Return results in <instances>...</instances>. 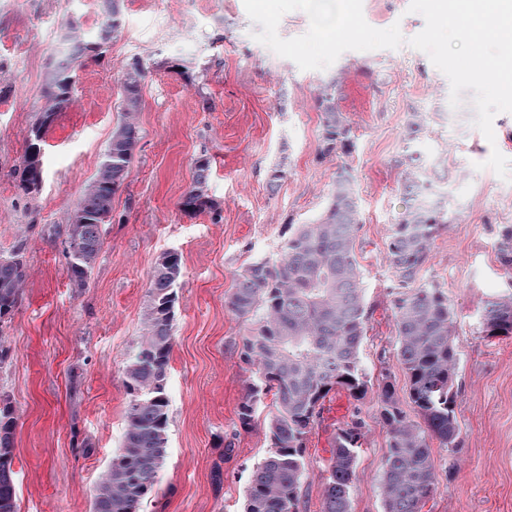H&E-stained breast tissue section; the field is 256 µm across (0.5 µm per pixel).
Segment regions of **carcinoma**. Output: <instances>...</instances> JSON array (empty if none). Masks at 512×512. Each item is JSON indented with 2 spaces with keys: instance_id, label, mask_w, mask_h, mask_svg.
<instances>
[{
  "instance_id": "carcinoma-1",
  "label": "carcinoma",
  "mask_w": 512,
  "mask_h": 512,
  "mask_svg": "<svg viewBox=\"0 0 512 512\" xmlns=\"http://www.w3.org/2000/svg\"><path fill=\"white\" fill-rule=\"evenodd\" d=\"M99 43L120 29V0H104ZM49 73L46 104L32 127L22 162L21 189L36 191L42 178L41 142L58 112L71 101L73 63L90 43L64 38ZM143 70L137 66L123 80L124 119L112 133L96 177L74 216L87 223L67 225V276L85 285L102 249L100 226L112 212V198L123 184L140 139L134 114L141 103ZM337 78L317 89L322 112L323 150L327 154L350 145L351 127L336 103ZM209 161L196 162L192 185L184 193V210L211 207L204 195ZM422 168L408 165L403 191L409 201L393 226L385 261L394 276V330L397 360L408 378L407 398L422 419H410L388 375L378 395L377 410L388 436V452L380 476L384 512H423L437 483L431 442L458 447L455 376L459 357L454 343V316L448 297L431 284L416 285L439 231L456 215L428 194ZM361 216L351 167H336L326 210L308 224L297 225L279 257L258 260L236 277L229 307L255 324L242 338L241 356L256 368L261 384L242 401L239 421L248 427L261 396L274 392L268 423L269 450L256 464L246 491L245 512H298L307 467L308 436L321 424L323 402L335 388L356 400L367 392L369 379L360 363L367 312L356 242ZM501 264L512 269V225L496 240ZM181 271L175 253L162 256L148 288L144 333L126 367L130 395L123 446L95 487L93 512H141L158 482L167 443L166 376L172 348L175 285ZM27 277L21 252L0 257V320L15 308ZM482 333L512 334V293L488 301ZM15 417L0 406V512H16L12 464ZM364 420L353 412L335 429L323 477L321 512H351V487L364 437Z\"/></svg>"
}]
</instances>
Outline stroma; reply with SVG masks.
Listing matches in <instances>:
<instances>
[{
  "mask_svg": "<svg viewBox=\"0 0 512 512\" xmlns=\"http://www.w3.org/2000/svg\"><path fill=\"white\" fill-rule=\"evenodd\" d=\"M410 0H363L369 25H399L396 49L350 50L324 70H303L253 39L243 0H121V28L82 58L69 107L41 143L38 191L19 187L29 132L51 69L50 46L68 26L96 40L102 0H0V256L21 251L23 291L0 322V400L16 415L17 512H93L98 480L119 453L129 395L125 369L137 351L151 275L168 252L181 257L167 370V447L142 512H244L252 471L266 456L264 395L250 427L238 410L256 370L241 356L251 328L227 302L237 274L278 257L291 225L329 203L336 166L348 162L362 224L359 261L368 309L361 364L369 388L326 399L306 442L299 512H321L323 470L336 425L365 420L351 512H383L380 473L387 435L377 416L379 380L398 395L392 276L385 252L408 200L403 162L417 153L457 215L422 271L455 319L460 444L434 448L431 512H512V334L485 336L487 301L512 292L495 242L512 225V180L486 168L492 150L512 160V113L496 115L494 141L473 114L444 123L450 84L407 40L425 21ZM142 67L140 140L102 226L103 247L84 285L66 274V228L123 119L122 82ZM343 76L339 108L352 128L349 154L322 146L316 89ZM426 122L408 137L412 112ZM208 159L212 206L180 202L195 165Z\"/></svg>",
  "mask_w": 512,
  "mask_h": 512,
  "instance_id": "stroma-1",
  "label": "stroma"
}]
</instances>
